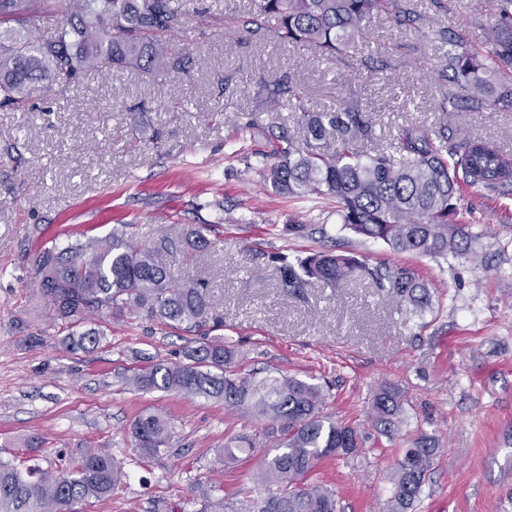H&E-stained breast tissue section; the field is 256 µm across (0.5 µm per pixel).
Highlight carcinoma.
<instances>
[{
  "label": "carcinoma",
  "mask_w": 512,
  "mask_h": 512,
  "mask_svg": "<svg viewBox=\"0 0 512 512\" xmlns=\"http://www.w3.org/2000/svg\"><path fill=\"white\" fill-rule=\"evenodd\" d=\"M254 2L253 24L272 19L280 39L314 49L328 61L355 48L375 16L384 13L398 23L406 19L402 0ZM499 2L498 48L485 56L448 54L453 81L471 86V102L478 108L512 106V93L498 94L494 86L496 78H512V0ZM181 9V0H72L61 21L36 32L34 21L54 17L59 0H0V109L24 110L32 84L67 91L89 70L132 66L167 78L179 56L166 37L178 25ZM303 120L300 141L283 127L262 131L271 146L263 158L269 160L266 177L275 194L333 200L344 228L397 252L477 260L470 225L452 219V200L462 183L495 191L512 187V161L495 144L478 137L438 142L425 127H403L391 152L365 159L358 144L369 137L372 125L356 104L306 112ZM332 133L336 148L328 153L324 141ZM186 244L203 251L212 242L199 228L189 233ZM273 259L280 264L285 288H301L310 279L336 288L363 278L420 312L432 306L428 285L405 265L371 266L349 252L333 251ZM36 273L53 315L71 322L64 345L72 352L99 346L104 333L80 331L78 325L105 313L112 318L138 314L206 336V342L187 350L184 360L143 367L129 384L143 392L222 400L267 421L259 438L238 436L224 446L226 464L266 449L254 474L264 493L247 501L243 512H337L335 490L309 486L306 477L323 458L357 454L362 436L325 414L321 384L241 374L242 353L224 337L209 336L213 305L206 282L181 275L161 249L135 241L124 226L104 239L42 252ZM370 411L380 433L396 434L403 424V392L379 387ZM132 434L140 452L151 457L169 447L172 427L164 415L146 411L135 420ZM437 453L436 440L429 436L412 441L394 472L391 512H406L413 505ZM126 477L120 461L95 452L61 456L53 471L22 470L0 460V512H71L79 502L108 497ZM193 503L199 505L196 512H224V498L213 497L204 485L196 488Z\"/></svg>",
  "instance_id": "obj_1"
}]
</instances>
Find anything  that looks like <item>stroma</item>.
<instances>
[{"label":"stroma","mask_w":512,"mask_h":512,"mask_svg":"<svg viewBox=\"0 0 512 512\" xmlns=\"http://www.w3.org/2000/svg\"><path fill=\"white\" fill-rule=\"evenodd\" d=\"M404 6L410 22L376 17L355 54L332 63L280 40L271 23L251 24L254 0H185L175 39L187 62L167 79L93 70L65 92L33 84L28 111H0V459L29 458L36 440L45 468L89 451L124 460L126 482L75 512H174L200 484L236 504L259 495L254 461L224 464L222 450L258 434L263 420L126 382L137 368L181 360L198 346L195 333L107 316L98 348L75 354L62 343L65 322L48 315L34 286L38 255L124 224L182 274L208 281L222 336L245 354L241 372L315 379L327 390L326 414L360 431L357 455L322 459L310 474L335 490L340 512H390V474L421 435L439 452L410 512H512V193L465 185L454 198L456 222L477 234L478 267L356 236L335 202L277 196L262 159L239 153L264 147L259 128L298 132L303 112L351 97L372 121L364 154L420 125L512 155V107L470 109L471 89L448 80L451 50L496 48L498 0ZM282 79L300 96L281 95L270 109ZM288 224L324 231L297 236ZM198 227L211 251H187ZM326 250L412 268L431 310L415 312L363 279L283 288L273 255ZM33 334L40 344H30ZM383 384L404 392L406 421L392 437L369 417ZM145 410L172 422L170 448L147 458L131 434Z\"/></svg>","instance_id":"35a3bbf8"}]
</instances>
